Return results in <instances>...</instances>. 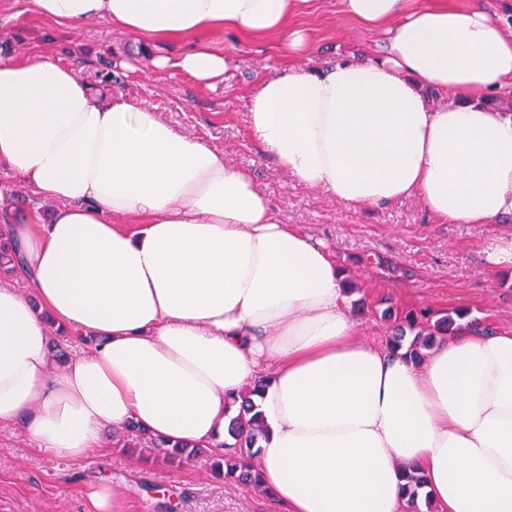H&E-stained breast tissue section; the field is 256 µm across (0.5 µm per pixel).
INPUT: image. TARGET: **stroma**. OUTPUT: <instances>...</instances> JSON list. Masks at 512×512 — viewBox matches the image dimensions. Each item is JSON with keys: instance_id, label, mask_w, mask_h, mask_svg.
I'll use <instances>...</instances> for the list:
<instances>
[{"instance_id": "1", "label": "stroma", "mask_w": 512, "mask_h": 512, "mask_svg": "<svg viewBox=\"0 0 512 512\" xmlns=\"http://www.w3.org/2000/svg\"><path fill=\"white\" fill-rule=\"evenodd\" d=\"M26 4L0 0L1 60L48 55L73 68L98 100L124 94L251 171L284 223L299 225L344 259L368 305L361 317L365 338H388L391 323L381 312L390 304L400 310L466 307L472 318L512 331V274L493 276L480 255L485 237L511 234L512 222L442 223L417 197L350 207L288 177L263 149L247 121L248 99L288 65L280 34L212 38L226 69L223 81L209 87L175 67L185 43L149 46L98 19L71 32L32 14ZM289 25L309 33L317 66L365 59L382 37L346 17L342 0H305ZM149 53L167 56L169 66L151 68ZM367 252L383 257V265L359 264ZM98 484L114 489L126 512H284L275 499L215 478L199 461L148 464L117 444L104 455L68 458L39 449L22 429L0 430V512H89L86 491Z\"/></svg>"}]
</instances>
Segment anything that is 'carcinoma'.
I'll use <instances>...</instances> for the list:
<instances>
[{
  "label": "carcinoma",
  "mask_w": 512,
  "mask_h": 512,
  "mask_svg": "<svg viewBox=\"0 0 512 512\" xmlns=\"http://www.w3.org/2000/svg\"><path fill=\"white\" fill-rule=\"evenodd\" d=\"M0 275L8 277L23 276L26 270L21 259L18 242L9 231V211L22 205L21 198L8 187L0 189ZM382 316L393 324L388 342L393 348L407 347V353L419 365L424 359V351L433 347L438 339L452 336L460 327V321L468 316L462 310L446 312L441 316L429 309L398 312L392 306L382 311ZM266 425L258 406L251 399V394L242 396L238 412L230 418L228 434L235 439L225 447L233 448L228 455H218L208 448L188 444L170 443L164 439L153 438L142 432L134 424H129L120 436L125 438V445L142 448L148 455L170 466H181L184 462L203 458L211 471L222 479L234 482L246 490L260 487V475L254 465L260 453L257 443L264 437ZM404 486L407 504L411 512H422L417 500L420 497L422 478L415 472L405 476Z\"/></svg>",
  "instance_id": "1"
}]
</instances>
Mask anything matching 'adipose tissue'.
I'll list each match as a JSON object with an SVG mask.
<instances>
[{"label":"adipose tissue","mask_w":512,"mask_h":512,"mask_svg":"<svg viewBox=\"0 0 512 512\" xmlns=\"http://www.w3.org/2000/svg\"><path fill=\"white\" fill-rule=\"evenodd\" d=\"M27 3L188 42L176 65L207 83L225 63L205 34L286 32L296 62L248 103L284 172L348 206L512 220V112L485 103L512 93V37L480 0H342L386 51L323 67L288 27L301 0ZM429 88L457 100L432 107ZM0 168L58 204L12 226L33 296L0 282V429L77 458L133 422L221 454L226 406L262 379V487L287 512H407V468L434 512H512V332L463 330L420 367L362 339L339 259L248 170L39 53L0 61ZM49 317L93 355L57 362Z\"/></svg>","instance_id":"1"}]
</instances>
